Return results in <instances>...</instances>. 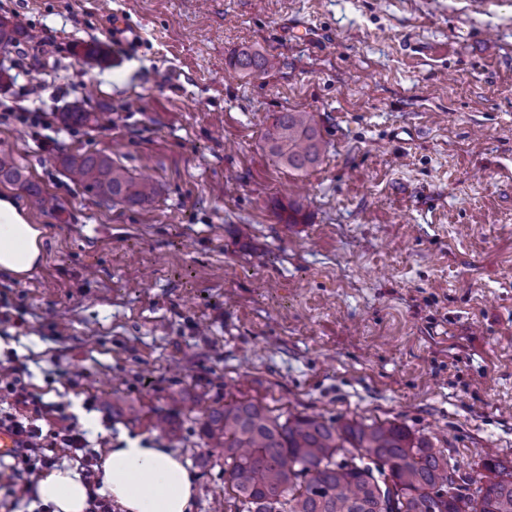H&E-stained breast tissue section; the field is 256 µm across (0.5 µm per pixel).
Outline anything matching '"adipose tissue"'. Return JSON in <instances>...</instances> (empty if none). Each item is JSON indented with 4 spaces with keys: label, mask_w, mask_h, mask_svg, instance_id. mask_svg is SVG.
I'll return each mask as SVG.
<instances>
[{
    "label": "adipose tissue",
    "mask_w": 512,
    "mask_h": 512,
    "mask_svg": "<svg viewBox=\"0 0 512 512\" xmlns=\"http://www.w3.org/2000/svg\"><path fill=\"white\" fill-rule=\"evenodd\" d=\"M43 231L29 223L14 201L0 196V272L26 276L42 260ZM101 491L124 512H192L196 478L181 456L141 438L125 440L103 456L98 470ZM39 499L54 512H86L88 490L73 469L43 474Z\"/></svg>",
    "instance_id": "1"
}]
</instances>
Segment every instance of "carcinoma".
<instances>
[{"instance_id":"cac0c4a2","label":"carcinoma","mask_w":512,"mask_h":512,"mask_svg":"<svg viewBox=\"0 0 512 512\" xmlns=\"http://www.w3.org/2000/svg\"><path fill=\"white\" fill-rule=\"evenodd\" d=\"M33 41L15 25L0 22V48ZM278 65L271 54L243 50L231 66L265 74ZM75 125L111 121L108 112H65ZM264 147L290 170L316 167L325 141L315 116L279 112L263 134ZM70 178L102 199L129 206L151 202L158 187L106 156L81 153L64 159ZM0 182L21 183L12 153L0 151ZM201 432L208 446L224 452V487L242 509L236 512H512V460L484 454L482 482L459 477L460 493L448 496V473L457 467L434 448L392 422L343 421L321 415L280 420L250 400L210 411Z\"/></svg>"}]
</instances>
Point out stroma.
Here are the masks:
<instances>
[{
	"mask_svg": "<svg viewBox=\"0 0 512 512\" xmlns=\"http://www.w3.org/2000/svg\"><path fill=\"white\" fill-rule=\"evenodd\" d=\"M37 36L0 52V150L56 203L26 277L0 274V365L88 452L176 451L192 512L224 497L209 411L391 420L461 473L512 458V0H0ZM246 47L277 56L244 76ZM111 110V124L63 112ZM314 112L327 152L297 175L262 140ZM100 153L159 184L129 207L63 156ZM179 430H155V411ZM0 460V512H53Z\"/></svg>",
	"mask_w": 512,
	"mask_h": 512,
	"instance_id": "1",
	"label": "stroma"
}]
</instances>
